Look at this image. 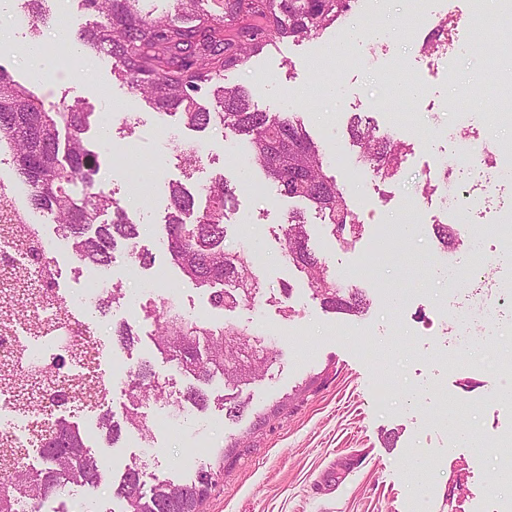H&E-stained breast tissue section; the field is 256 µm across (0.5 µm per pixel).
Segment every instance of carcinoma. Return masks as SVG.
Instances as JSON below:
<instances>
[{
  "label": "carcinoma",
  "mask_w": 512,
  "mask_h": 512,
  "mask_svg": "<svg viewBox=\"0 0 512 512\" xmlns=\"http://www.w3.org/2000/svg\"><path fill=\"white\" fill-rule=\"evenodd\" d=\"M79 2L96 22L80 30L77 40L88 53L107 59L116 79L137 91L157 112L179 116L188 128L205 130L218 125L224 133L243 138L250 165L278 195L317 211L343 243L362 235L364 224L336 178L328 175L323 150L297 115L260 111L246 88L224 82V73L245 66L264 49L309 38L342 21L350 13L352 0H215L212 10L204 7L205 0H176L174 11L159 16L145 10L147 0ZM50 3L26 0L32 28L48 19ZM208 87L214 88L217 112L197 102V94ZM91 116L82 103L46 110L38 97L0 67V137L7 139L33 205L55 219L75 257L107 266L118 247L127 250L138 243L140 225L96 180L101 154L85 137ZM349 133L359 147L357 163L372 168L385 182L396 180L406 143L360 119L350 124ZM177 150L189 180L202 158L191 145ZM167 200L164 254L185 280L208 296L211 307L231 311L263 296L251 252L229 250L225 245L224 218L236 204L230 181L216 176L198 189L171 182ZM103 214L110 219L98 221ZM306 225L303 211L288 212L281 226L288 263L305 274L313 298L324 309L348 316L363 312L364 295L357 288L340 286L329 274L309 246ZM436 236L445 250L459 243L450 224L436 225ZM10 280L12 285L0 291V323L6 327L18 302L33 295L31 278L13 268ZM122 299V289L115 286L96 299L94 308L103 314ZM145 316L157 322L151 337L155 350L189 379V385L173 401L150 362L140 363L128 388L133 404L122 421L114 420L109 409H97L104 448L115 447L129 432L148 439L150 431L141 408L151 402L207 411L209 388L216 378L224 386L219 401L225 417L241 418L249 404L240 397L242 388L260 380L281 356L237 326L188 317L169 300L160 309L145 308ZM23 321L34 336L58 327L55 317L35 309ZM113 335L123 347L139 341L133 325L126 322L114 325ZM72 393L85 406L93 408L99 402L98 391L81 381L72 382L61 401L69 400ZM36 451L40 469L32 471L22 465L7 472L10 487L0 495V512H23L24 504L56 502L67 489L89 494L103 485L112 487V498L121 504L119 512H199L224 474L222 458L218 466L205 463L198 467L184 484L161 480L135 460L116 472L92 449L84 429L72 418L58 420L40 439Z\"/></svg>",
  "instance_id": "obj_1"
}]
</instances>
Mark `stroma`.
I'll return each mask as SVG.
<instances>
[{
  "mask_svg": "<svg viewBox=\"0 0 512 512\" xmlns=\"http://www.w3.org/2000/svg\"><path fill=\"white\" fill-rule=\"evenodd\" d=\"M383 5V31L350 39L333 26L310 39L285 41L264 51L256 62L228 72L226 79L249 88L259 110L291 111L303 119L324 149L340 189L364 220V231L343 245L315 211H307L311 248L328 271L361 288L369 301L360 315L325 311L314 299L304 274L283 257L280 231L296 201L274 188L262 195L247 192L260 178L241 167L243 146L229 148L218 129L192 131L178 117L154 112L98 58L71 60L30 55L35 41L62 43L90 18L56 0L55 20L32 39L17 21L15 0H0V66L26 85L45 108L80 100L92 106L101 124L90 137L105 139L98 180L111 189L118 205L140 224L139 246L155 253V269L134 266L123 251L112 259V279L130 302L125 312L140 341L130 348L113 345L112 356L126 366L151 361L156 374L182 390L187 379L152 352L153 319L143 303L172 299L189 316L213 323H235L263 339L283 356L265 378L245 387L248 410L239 421L224 416L214 385L206 413L164 404L146 410L150 441L123 436L105 458L119 470L131 458L148 461L171 479L191 478L196 468L224 458V476L211 490L201 512H493L497 500L512 499V480L499 477L500 451L488 442L512 430V414L498 405L495 367L512 353V322L484 316L478 328L485 343L457 350L434 342L429 321L448 303L465 276H451L436 259L437 241L429 207L414 223L413 206L435 166L456 156L465 128L458 114H469L481 134L512 151V122L489 108L485 74L487 50L496 43L492 21L497 0H485L481 14L461 13L458 30L469 51L431 67L420 58L415 35L430 34L440 0H372ZM348 41L350 60L337 68L331 54ZM337 83V97L325 87ZM373 119L380 131L408 143L393 189L381 201L373 188L380 180L371 169L354 177L336 154L356 156L347 132L352 115ZM133 136L122 133L124 124ZM199 145L198 182L223 172L237 187L228 211L227 248H247L259 257L256 267L266 292L290 285L288 309L259 301L227 312L209 311L203 295L184 281L158 251L166 215L165 188L182 180L177 146ZM407 224L409 237L394 257L371 260L368 243L375 225ZM166 272L157 281L156 268ZM414 300L397 307L399 295Z\"/></svg>",
  "mask_w": 512,
  "mask_h": 512,
  "instance_id": "35a3bbf8",
  "label": "stroma"
}]
</instances>
